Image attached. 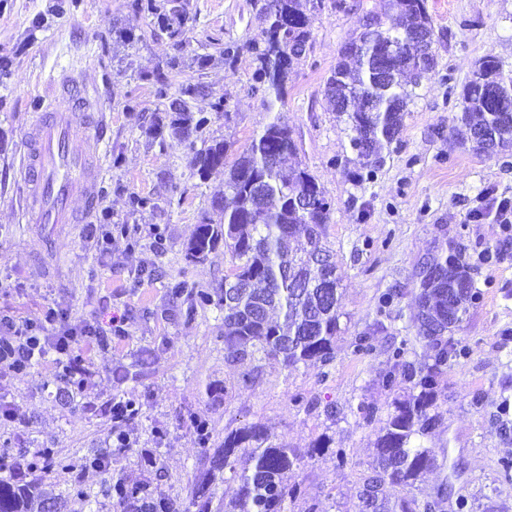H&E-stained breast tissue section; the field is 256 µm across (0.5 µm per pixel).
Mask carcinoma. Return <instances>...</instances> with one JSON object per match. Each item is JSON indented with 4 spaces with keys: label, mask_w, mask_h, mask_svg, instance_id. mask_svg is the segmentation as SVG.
I'll return each mask as SVG.
<instances>
[{
    "label": "carcinoma",
    "mask_w": 512,
    "mask_h": 512,
    "mask_svg": "<svg viewBox=\"0 0 512 512\" xmlns=\"http://www.w3.org/2000/svg\"><path fill=\"white\" fill-rule=\"evenodd\" d=\"M385 2L388 11L399 15L400 24L387 28L380 15L366 17L364 30L345 43L342 59L325 82L328 103L356 132L350 140L356 160L353 166H344L346 180L355 183L368 179L383 151L398 141L421 78L436 66L435 58L424 60L414 41L418 34L434 35L427 0ZM254 6L260 39L245 48L229 41L220 54L226 63L244 49L253 55L252 92L270 107L283 100L294 63L309 51L307 10L321 7L322 0H254ZM203 92V85L189 80L169 104V133L179 143L207 125L208 118L194 115L189 106ZM459 107L461 126L456 132L463 143L478 151L512 150V70L505 71L494 57L477 61L462 87ZM476 129L486 131L487 139L472 138ZM227 152L226 143L217 140L195 151L199 177L222 168L224 189L212 201L219 222L207 218L195 225L186 249V259L195 261L222 243L230 257L231 274L224 277L230 287L222 285L201 295L224 312V350L239 360L253 359L257 353L279 358L287 368L308 362L328 365L343 316V291L327 241L332 200L308 170L285 166L297 145L279 115L230 165ZM307 199L316 205L305 207ZM414 277L416 340L430 355L416 365L407 359L406 342L393 346L392 366L381 386L392 391L408 382L409 392L394 399L393 410L384 416L374 406H357L362 420L377 432L376 454L357 491V512H443L448 499L446 478L432 500L419 499L412 489L427 473L446 467L445 453L421 445L420 439L437 422L434 410L448 362L461 353L452 333L481 291L465 253L452 238L442 242L430 276ZM372 335L367 329L355 336L353 353L370 354ZM326 453L337 465L344 463L345 449L331 448L325 439L302 452L285 442H268L257 424L232 430L224 435V447L215 449L212 469L196 484L193 505L196 512H212L216 473L227 471L225 481L236 488L224 494V512H288V504L302 496L301 486L286 483L288 471L306 457ZM241 457L245 465L239 469ZM112 490L123 502L142 494L140 487L129 488L120 479L112 483ZM0 512H54V505L34 487L0 481Z\"/></svg>",
    "instance_id": "1"
}]
</instances>
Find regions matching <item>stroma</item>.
<instances>
[{"label": "stroma", "mask_w": 512, "mask_h": 512, "mask_svg": "<svg viewBox=\"0 0 512 512\" xmlns=\"http://www.w3.org/2000/svg\"><path fill=\"white\" fill-rule=\"evenodd\" d=\"M182 4L187 32L178 38L136 0H0V281L10 286L0 290V316H31L53 303L68 309L71 323L114 318L126 330L117 343L90 352L86 392L58 378L48 358L26 377L0 383V398L23 418L19 426L0 422V456L24 463L37 448L78 460L112 455L107 473L37 469L15 484L36 486L59 512H122L110 490L119 475L189 512L225 432L257 423L292 448L305 451L327 438L345 449L344 464L325 454L289 471V483L303 489L291 510L352 512L376 439L353 409L362 401L388 409L393 396L378 381L392 346L406 344L409 360L426 361L412 341L414 272L447 235L466 246L483 296L454 333L467 351L449 363L440 421L423 439L446 452L453 471L428 473L420 495H435L447 477L454 497L445 512H456L460 496L512 512V479L500 469L512 458V228L495 217L502 201L512 202V155L476 152L454 132L459 94L476 62L492 55L512 63V0H427L437 67L409 104L398 143L360 183L343 174L353 131L329 109L323 90L342 46L382 0H346L342 10L324 0L315 11L310 50L292 70L278 113L296 141L297 162L333 201L327 233L344 287L343 315L334 360L295 369L260 354L228 360L220 312L171 293L180 280L213 292L231 266L220 249L198 262L186 259L188 238L212 216L211 200L224 186L220 169L199 178L195 150L222 140L235 159L273 115L249 90L251 54L241 52L230 65L221 55L226 42L258 38L251 0ZM64 71L100 96L93 115L103 130L98 196L90 205L72 199L80 223L27 224L20 163L31 106ZM188 75L208 88L191 101L192 112L210 118L190 147L158 134ZM218 97L225 100L221 114L211 108ZM103 223L157 225L163 245L118 237L101 251L91 232ZM392 288L401 295L398 308L381 315L379 299ZM369 328L373 351L355 356L352 338ZM245 372L252 377L246 387ZM123 397L138 399L142 410L124 425L129 446L116 448L105 408ZM327 405L336 407V418L325 415Z\"/></svg>", "instance_id": "1"}]
</instances>
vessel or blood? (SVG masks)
<instances>
[{
	"mask_svg": "<svg viewBox=\"0 0 512 512\" xmlns=\"http://www.w3.org/2000/svg\"><path fill=\"white\" fill-rule=\"evenodd\" d=\"M53 90L62 104L51 114L36 115L24 164L25 215L35 224L71 223L66 200L73 187H80L85 198L94 194L88 162L99 147L100 133L84 115L92 111L95 98L68 73L57 77Z\"/></svg>",
	"mask_w": 512,
	"mask_h": 512,
	"instance_id": "b4317fda",
	"label": "vessel or blood"
}]
</instances>
